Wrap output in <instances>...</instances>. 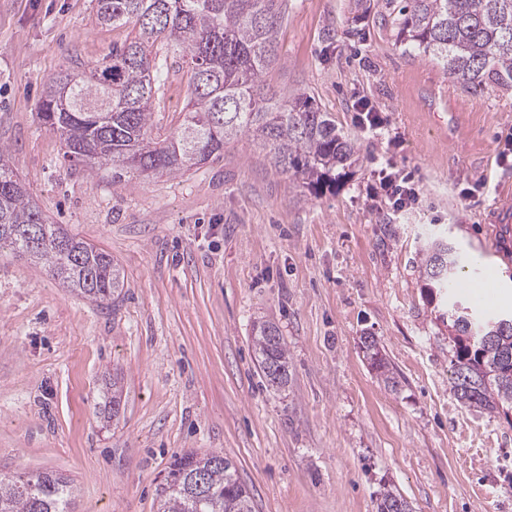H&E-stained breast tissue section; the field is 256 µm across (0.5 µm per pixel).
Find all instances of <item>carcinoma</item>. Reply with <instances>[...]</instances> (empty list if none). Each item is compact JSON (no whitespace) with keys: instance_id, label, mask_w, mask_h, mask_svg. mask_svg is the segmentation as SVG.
I'll list each match as a JSON object with an SVG mask.
<instances>
[{"instance_id":"cac0c4a2","label":"carcinoma","mask_w":512,"mask_h":512,"mask_svg":"<svg viewBox=\"0 0 512 512\" xmlns=\"http://www.w3.org/2000/svg\"><path fill=\"white\" fill-rule=\"evenodd\" d=\"M96 20L130 26L133 38L91 67H69L49 78L38 102L41 122L63 140L64 158L93 175L103 166L112 181L128 173L177 176L198 169L244 138L264 151L276 172L318 191L346 175L356 147L329 113L301 94L288 98L267 83L280 60L281 0H95ZM397 39L433 57L473 95L512 90V0H407L396 19ZM163 42L187 65L188 102L179 126L153 137L156 105L165 94L164 64L152 56ZM0 145V248L43 263L65 288L95 302L124 285L105 250L48 223ZM36 224L40 244L28 249ZM464 259L433 235L421 275L429 301L448 323L451 391L458 401L490 414L512 410V314L478 316L477 302L454 300ZM253 345L271 387L291 380L287 344L276 323L254 328ZM373 370L394 385L378 339L361 337ZM71 480L42 473L26 480L0 473V512H70ZM158 512H254L253 494L222 450L176 455L158 490ZM377 512H410L390 490Z\"/></svg>"}]
</instances>
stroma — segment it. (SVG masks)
I'll list each match as a JSON object with an SVG mask.
<instances>
[{
    "label": "stroma",
    "instance_id": "35a3bbf8",
    "mask_svg": "<svg viewBox=\"0 0 512 512\" xmlns=\"http://www.w3.org/2000/svg\"><path fill=\"white\" fill-rule=\"evenodd\" d=\"M399 0H287L270 83L302 92L354 139L357 161L312 192L277 174L248 140L179 177L65 161L37 102L46 80L95 64L129 30L98 25L94 0H0V144L55 224L109 252L124 275L113 301L61 288L38 263L0 250V472L72 479V512H157L173 455L224 451L255 512H376L387 490L413 512H512V421L451 391L448 329L426 298L431 232L495 276L512 312V262L485 216L512 196V92L473 95L436 61L400 45ZM175 128L187 79L166 45ZM451 98L454 130L427 91ZM387 121L376 137L359 103ZM412 177L414 208L376 196L386 164ZM275 322L291 381L269 387L252 347ZM378 338L399 381L372 370ZM118 416L103 421L113 377ZM361 345L363 351L366 353L367 358L370 361V365L373 370L379 373L380 376L384 377V381L388 384H391L392 387L395 386L396 381L393 377H391L389 363L382 353V349L380 342L374 336H362L361 337Z\"/></svg>",
    "mask_w": 512,
    "mask_h": 512
}]
</instances>
